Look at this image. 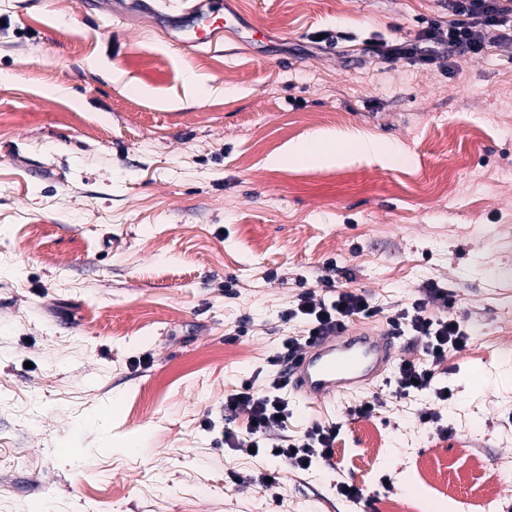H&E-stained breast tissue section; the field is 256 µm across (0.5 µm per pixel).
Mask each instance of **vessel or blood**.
Returning a JSON list of instances; mask_svg holds the SVG:
<instances>
[{"mask_svg":"<svg viewBox=\"0 0 512 512\" xmlns=\"http://www.w3.org/2000/svg\"><path fill=\"white\" fill-rule=\"evenodd\" d=\"M141 8L178 35L188 49L213 46L216 35L238 20L227 0H112L121 16ZM398 338L388 327L343 329L315 337L283 364L289 389L316 406L366 389L392 365Z\"/></svg>","mask_w":512,"mask_h":512,"instance_id":"obj_1","label":"vessel or blood"}]
</instances>
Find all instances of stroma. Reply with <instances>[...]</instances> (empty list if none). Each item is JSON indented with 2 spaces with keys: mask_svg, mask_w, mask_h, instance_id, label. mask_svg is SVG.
<instances>
[{
  "mask_svg": "<svg viewBox=\"0 0 512 512\" xmlns=\"http://www.w3.org/2000/svg\"><path fill=\"white\" fill-rule=\"evenodd\" d=\"M232 5L236 29L187 51L142 12L0 0V512H387L435 498L418 457L452 464L466 512L497 474L512 512V39L385 60L372 43L447 23L448 0ZM352 137L389 153L283 154ZM431 282L472 334L436 370L447 403L291 396L289 438L342 426L307 471L220 446L225 397L301 336L282 313L302 293L390 311Z\"/></svg>",
  "mask_w": 512,
  "mask_h": 512,
  "instance_id": "stroma-1",
  "label": "stroma"
}]
</instances>
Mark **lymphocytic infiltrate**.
<instances>
[{
  "instance_id": "f902f5d3",
  "label": "lymphocytic infiltrate",
  "mask_w": 512,
  "mask_h": 512,
  "mask_svg": "<svg viewBox=\"0 0 512 512\" xmlns=\"http://www.w3.org/2000/svg\"><path fill=\"white\" fill-rule=\"evenodd\" d=\"M448 11L452 16L448 26L429 22L418 40L378 42L372 45V52L385 59H412L420 53L421 41L426 40L447 45L452 55L479 58L484 44L476 35L477 28L505 26L512 20V0H448ZM434 301L440 302L441 310L431 316L427 308ZM455 307V300L449 298L447 292L430 284L424 297L389 315L383 314L365 293L345 291L327 301L302 294L285 316L301 318L309 337L342 329L358 316L367 319L384 316L386 325L397 335L408 334L418 340L424 354L423 361L404 360L397 365L392 380L395 395L402 398L430 392L438 401L445 402L452 392L448 387L437 385L435 370L464 348L471 338L456 315ZM287 389L288 382L280 375L262 389L256 388L254 381H244L236 393L227 396L224 401L225 445L245 454L274 455L299 469L331 459L341 433L340 425L316 423L299 438L285 436L290 416L285 396ZM242 414L247 417L243 423L238 420Z\"/></svg>"
}]
</instances>
